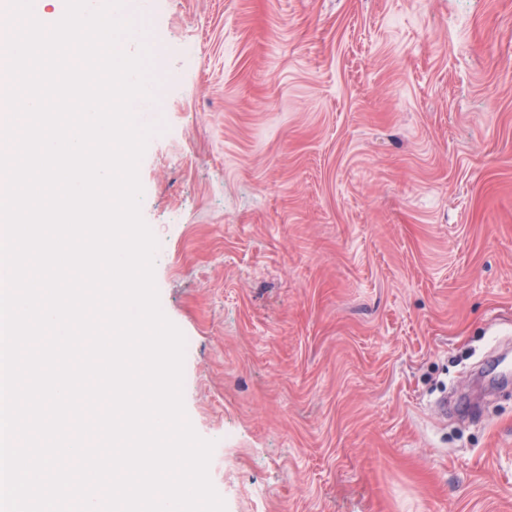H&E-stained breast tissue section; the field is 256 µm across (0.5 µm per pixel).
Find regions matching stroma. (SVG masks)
Wrapping results in <instances>:
<instances>
[{
    "mask_svg": "<svg viewBox=\"0 0 512 512\" xmlns=\"http://www.w3.org/2000/svg\"><path fill=\"white\" fill-rule=\"evenodd\" d=\"M139 166L227 512H512V0H146ZM453 393L462 414H441Z\"/></svg>",
    "mask_w": 512,
    "mask_h": 512,
    "instance_id": "obj_1",
    "label": "stroma"
}]
</instances>
